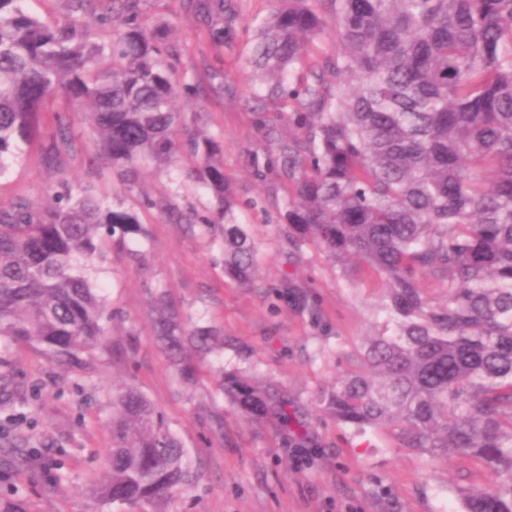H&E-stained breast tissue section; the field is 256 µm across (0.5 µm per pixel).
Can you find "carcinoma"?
Masks as SVG:
<instances>
[{
	"instance_id": "1",
	"label": "carcinoma",
	"mask_w": 512,
	"mask_h": 512,
	"mask_svg": "<svg viewBox=\"0 0 512 512\" xmlns=\"http://www.w3.org/2000/svg\"><path fill=\"white\" fill-rule=\"evenodd\" d=\"M0 0V176L44 132L48 162L74 147L70 117L40 129L58 92L84 114L102 157L127 186L181 153L209 197L208 214L178 221L220 230L224 276L254 282L260 245L224 175V137L184 125L175 100L199 98L178 75L172 25L144 21L147 0H60L63 19ZM241 23L237 0H183L212 48L207 89L234 92L224 48L249 36L251 86L240 104L274 149L254 152V177L285 192L281 217L294 248L321 247L341 275L355 260L385 281L361 366L318 391L322 409L354 433L396 426L402 444L450 452L494 476L460 489L463 512H512V0H276ZM109 29L96 36L86 19ZM133 257L149 233L120 200L92 185H61L49 206L0 203V341L39 346L79 365L110 319L91 279L105 241ZM432 276L448 291L437 303ZM155 339L194 375L187 350L224 346L214 326L187 323L163 292L151 297ZM224 397L253 423L275 422L282 444L288 395L219 369ZM29 466L21 440L0 448ZM198 476L150 400L128 387L112 400V448L95 491L108 505L155 503Z\"/></svg>"
}]
</instances>
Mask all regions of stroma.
Segmentation results:
<instances>
[{"mask_svg": "<svg viewBox=\"0 0 512 512\" xmlns=\"http://www.w3.org/2000/svg\"><path fill=\"white\" fill-rule=\"evenodd\" d=\"M147 17L173 23L184 49L182 70L205 82L212 50L198 37L182 0H149ZM248 57L240 43L224 50L236 96L211 95L199 105L182 98L178 106L196 116L199 127L224 135V173L246 204L245 217L261 245L254 285L225 278L222 246L203 227L142 209L144 196L170 189L168 173L145 169L138 186L124 189L100 158L84 116L63 94L46 101L43 118L49 123L54 114H70L75 152L50 167L37 140L22 164L0 176V201L48 203L61 184L78 186L89 170H98L99 197L116 196L139 210L151 238L142 266L105 246L96 279L112 318L102 346L84 354L81 365H59L34 346L0 345V370L13 374L29 401L19 431L39 450L29 469L0 475V498L13 500L21 512H94L95 484L112 446V398L128 384L149 398L198 468L196 482L160 503L161 512H462L459 488L492 482L488 470L471 461L404 447L398 428L356 436L319 408L318 390L357 369L385 284L365 271L342 278L323 249L297 251L286 242L281 191L257 181L248 167L249 154L263 141L237 98L247 87ZM255 199L259 207L250 208ZM287 277L316 297L314 309L275 302L274 289ZM154 287L182 316L224 332L223 350L193 354L194 383L182 382L153 340ZM221 365L287 389L307 414L306 446H282L273 427L234 411L217 385Z\"/></svg>", "mask_w": 512, "mask_h": 512, "instance_id": "35a3bbf8", "label": "stroma"}]
</instances>
